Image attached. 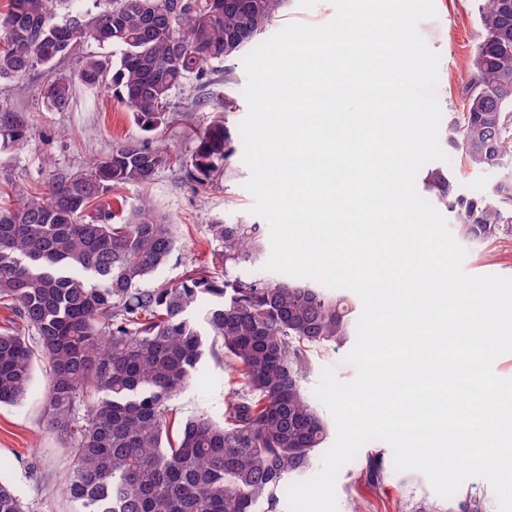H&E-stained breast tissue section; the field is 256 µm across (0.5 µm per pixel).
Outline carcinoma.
<instances>
[{"mask_svg": "<svg viewBox=\"0 0 512 512\" xmlns=\"http://www.w3.org/2000/svg\"><path fill=\"white\" fill-rule=\"evenodd\" d=\"M69 0L58 18L49 0H10L0 18V82L39 67L42 97L66 110L77 91L112 88L141 127L165 123L174 91L208 67L241 56L275 20L284 0ZM478 0L483 30L462 88L467 115L451 120L448 145L470 167L499 173L487 192L466 194L447 170L425 184L475 243L512 238V11ZM94 40L119 49L75 71L58 61ZM28 128L0 107V151L22 145ZM236 134L221 121L196 133L190 157L138 142L112 148L90 170L62 175L44 192L0 205V306L27 333L0 332V404L22 401L33 364L49 368L46 422L68 445L65 493L83 512H281L288 481L305 475L329 424L305 394L309 355L348 335L356 302L305 279L231 274L265 250L258 224L208 225L224 257V281L190 269L176 285L143 288L176 248L173 224L147 198L121 222L91 216L99 198L145 187L165 163L216 176ZM205 294L217 298L202 333L189 319ZM224 358L231 400L218 423L200 411L178 426L170 401L191 384L203 355ZM376 488L384 460L366 458ZM0 512H30L0 480Z\"/></svg>", "mask_w": 512, "mask_h": 512, "instance_id": "obj_1", "label": "carcinoma"}]
</instances>
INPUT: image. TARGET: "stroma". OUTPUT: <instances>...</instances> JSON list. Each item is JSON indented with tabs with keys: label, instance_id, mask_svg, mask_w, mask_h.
Instances as JSON below:
<instances>
[{
	"label": "stroma",
	"instance_id": "obj_1",
	"mask_svg": "<svg viewBox=\"0 0 512 512\" xmlns=\"http://www.w3.org/2000/svg\"><path fill=\"white\" fill-rule=\"evenodd\" d=\"M434 6L435 17L420 22L418 30L440 56L435 93L447 120L462 109V86L472 68L481 29L475 0H434ZM335 14L331 0H285L264 35L272 37L294 23L321 26ZM45 78V71L39 69L0 84V104L21 112L28 126L24 145L0 153V184L9 181L22 189H45L53 176L83 171L94 159L126 141L144 142L187 157L195 147L196 132L215 120L239 129L248 112L243 94L247 75L239 58L226 66H211L209 82L192 80L176 90L168 123L155 134L144 132L109 90L92 97L81 92L68 110L51 109L40 94ZM228 98L234 101L229 112L224 109ZM243 154V148H236L223 173L202 182L168 164L158 169L147 188L127 186L102 198V205L119 214L136 205L139 198L149 197L174 225L177 248L155 273L153 283L178 281L192 267L223 280L224 264L210 240L208 224L217 219L248 224L261 221L252 212L254 199L245 188L249 170ZM464 249L466 273L512 277V239L468 243ZM353 348L349 342L311 353L303 379L307 395H314L324 368H332L343 383L355 378L356 368L348 360ZM228 380L223 361L204 356L198 381L170 403L177 418L183 420L204 411L215 421H223ZM47 384L44 362L35 361L34 382L27 397L19 404L0 406V478L12 483L31 512H76L63 492L70 468L68 451L45 422ZM371 454L381 455L386 465L384 482L376 488L362 475V463ZM336 495L338 512H453L457 498L439 496L422 472L397 470L391 446L381 440L365 443L340 469Z\"/></svg>",
	"mask_w": 512,
	"mask_h": 512
}]
</instances>
